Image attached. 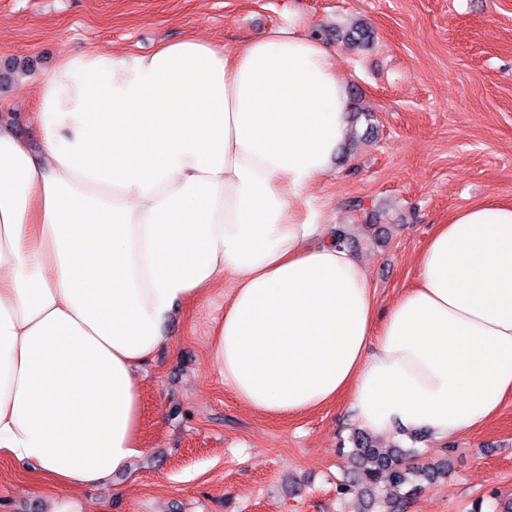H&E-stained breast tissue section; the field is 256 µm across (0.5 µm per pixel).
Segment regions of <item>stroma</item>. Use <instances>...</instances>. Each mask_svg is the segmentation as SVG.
<instances>
[{"instance_id":"stroma-1","label":"stroma","mask_w":512,"mask_h":512,"mask_svg":"<svg viewBox=\"0 0 512 512\" xmlns=\"http://www.w3.org/2000/svg\"><path fill=\"white\" fill-rule=\"evenodd\" d=\"M303 19L340 53L359 142L311 189L328 223L347 225L387 310L417 276L435 225L461 207L512 203V0H0V66L27 69L0 84V118L37 141L32 87L72 49L132 47L204 35L227 48ZM359 21L369 48L337 39ZM232 276L181 307L142 368L147 451L132 468L77 495L81 512H360L336 497L351 465L355 425L347 399L288 418L239 402L209 351ZM383 444L448 470L415 494L407 512H512V404L454 439ZM67 497L0 460V512H60Z\"/></svg>"}]
</instances>
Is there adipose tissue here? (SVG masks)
<instances>
[{
  "label": "adipose tissue",
  "mask_w": 512,
  "mask_h": 512,
  "mask_svg": "<svg viewBox=\"0 0 512 512\" xmlns=\"http://www.w3.org/2000/svg\"><path fill=\"white\" fill-rule=\"evenodd\" d=\"M0 122V459L76 493L146 447L139 369L232 275L210 351L255 412L349 397L377 435L450 439L512 399V204L436 225L385 315L310 190L349 135L339 54L301 21L231 49H77Z\"/></svg>",
  "instance_id": "obj_1"
}]
</instances>
